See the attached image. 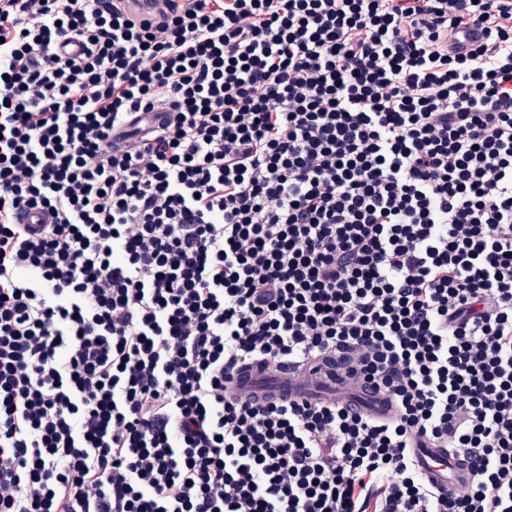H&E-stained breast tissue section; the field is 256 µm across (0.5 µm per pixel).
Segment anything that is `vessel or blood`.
Masks as SVG:
<instances>
[{
    "mask_svg": "<svg viewBox=\"0 0 512 512\" xmlns=\"http://www.w3.org/2000/svg\"><path fill=\"white\" fill-rule=\"evenodd\" d=\"M342 386L347 387L349 400L356 407L382 417L391 415L392 409L383 396L363 390L346 368L330 363L323 364L316 376L289 365L273 372L254 364L236 374L233 392L243 398H323ZM415 458L422 475L431 484L461 488L471 481L467 465L449 455L447 449L419 448Z\"/></svg>",
    "mask_w": 512,
    "mask_h": 512,
    "instance_id": "obj_1",
    "label": "vessel or blood"
}]
</instances>
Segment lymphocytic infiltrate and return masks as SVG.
<instances>
[{
  "label": "lymphocytic infiltrate",
  "instance_id": "1",
  "mask_svg": "<svg viewBox=\"0 0 512 512\" xmlns=\"http://www.w3.org/2000/svg\"><path fill=\"white\" fill-rule=\"evenodd\" d=\"M0 512H512V0H0ZM347 386L348 401L370 414L386 417L392 414L385 398L365 391L359 386L356 377L346 368L332 363H324L318 378L305 371H297L291 365L273 372L258 364L239 371L233 382V393L242 398H281L303 399L324 398L334 390ZM415 458L424 478L438 487L461 488L471 481L469 468L445 448H415Z\"/></svg>",
  "mask_w": 512,
  "mask_h": 512
}]
</instances>
